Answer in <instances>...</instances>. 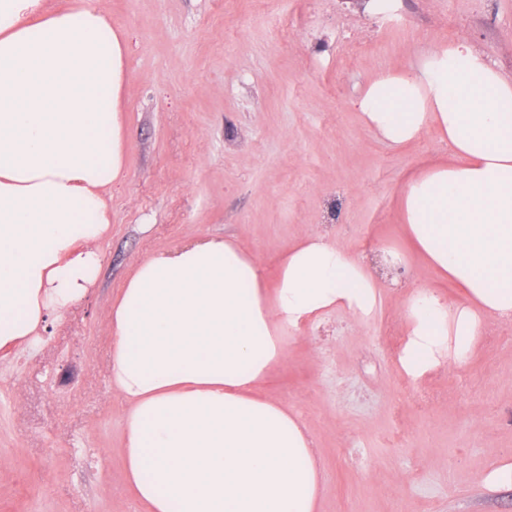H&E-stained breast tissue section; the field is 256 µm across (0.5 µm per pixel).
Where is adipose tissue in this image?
Instances as JSON below:
<instances>
[{
  "label": "adipose tissue",
  "mask_w": 512,
  "mask_h": 512,
  "mask_svg": "<svg viewBox=\"0 0 512 512\" xmlns=\"http://www.w3.org/2000/svg\"><path fill=\"white\" fill-rule=\"evenodd\" d=\"M124 53L93 0H0V351L33 347L99 273L125 175ZM354 106L390 145L433 125L450 154L411 177L401 202L414 249L466 297L411 291L399 364L419 379L466 361L491 319H512V79L459 41L377 75ZM382 288L318 231L280 256L270 290L236 238L143 259L109 324L136 499L148 512H318L315 442L259 387L291 335L336 311L369 322Z\"/></svg>",
  "instance_id": "adipose-tissue-1"
}]
</instances>
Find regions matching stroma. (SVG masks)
<instances>
[{"label": "stroma", "instance_id": "35a3bbf8", "mask_svg": "<svg viewBox=\"0 0 512 512\" xmlns=\"http://www.w3.org/2000/svg\"><path fill=\"white\" fill-rule=\"evenodd\" d=\"M98 3L130 36L126 173L93 286L36 347L0 352V512H145L110 378L125 279L204 236L240 239L270 279L315 230L374 266L390 249L407 258L369 323L333 312L302 327L262 387L317 445L320 512H512V487L484 482L512 463V320H493L468 361L420 379L385 343L386 329L406 336L414 287L463 300L412 253L399 209L407 180L448 150L432 128L390 146L352 106L378 73L458 40L511 78L512 0H394L386 13L360 0H271L267 12L257 0Z\"/></svg>", "mask_w": 512, "mask_h": 512}]
</instances>
